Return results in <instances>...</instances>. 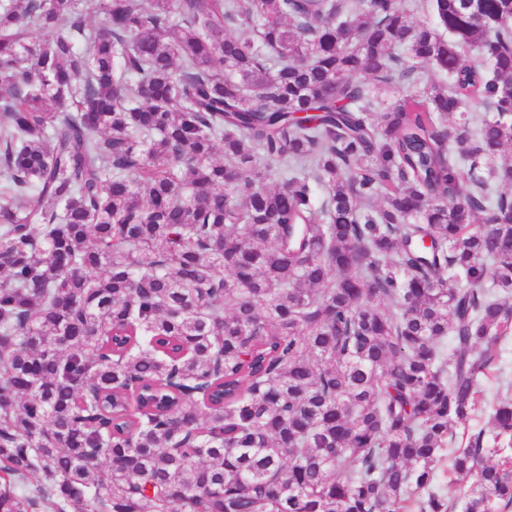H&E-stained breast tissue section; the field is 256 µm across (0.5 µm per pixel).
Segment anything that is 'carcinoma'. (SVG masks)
<instances>
[{"mask_svg": "<svg viewBox=\"0 0 512 512\" xmlns=\"http://www.w3.org/2000/svg\"><path fill=\"white\" fill-rule=\"evenodd\" d=\"M430 2L0 0V512L512 508V398L447 448L512 335V0Z\"/></svg>", "mask_w": 512, "mask_h": 512, "instance_id": "1", "label": "carcinoma"}]
</instances>
